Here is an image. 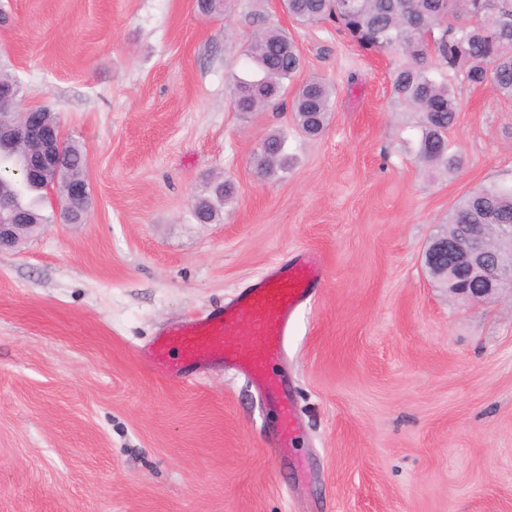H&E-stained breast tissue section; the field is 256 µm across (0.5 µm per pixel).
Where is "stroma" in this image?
I'll return each instance as SVG.
<instances>
[{
	"label": "stroma",
	"mask_w": 512,
	"mask_h": 512,
	"mask_svg": "<svg viewBox=\"0 0 512 512\" xmlns=\"http://www.w3.org/2000/svg\"><path fill=\"white\" fill-rule=\"evenodd\" d=\"M336 87L317 137L290 101L236 112L250 73L237 12L195 0H0V70L87 160L82 223L0 252V512H512V303H468L425 252L463 195L512 185V98L457 81L461 165L423 168L399 61L263 0ZM295 158L260 177L274 131ZM230 180L214 222L193 205ZM305 250L327 279L277 369L302 433L214 363L167 387L138 353Z\"/></svg>",
	"instance_id": "obj_1"
}]
</instances>
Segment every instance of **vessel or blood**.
I'll return each mask as SVG.
<instances>
[{
	"label": "vessel or blood",
	"mask_w": 512,
	"mask_h": 512,
	"mask_svg": "<svg viewBox=\"0 0 512 512\" xmlns=\"http://www.w3.org/2000/svg\"><path fill=\"white\" fill-rule=\"evenodd\" d=\"M326 276L322 258L300 254L287 267H273L217 313L160 332L144 352L150 367L166 380L181 383L189 368L222 362L243 374L279 413L269 448H287L300 430L294 402L271 366L285 349L288 325Z\"/></svg>",
	"instance_id": "obj_1"
}]
</instances>
